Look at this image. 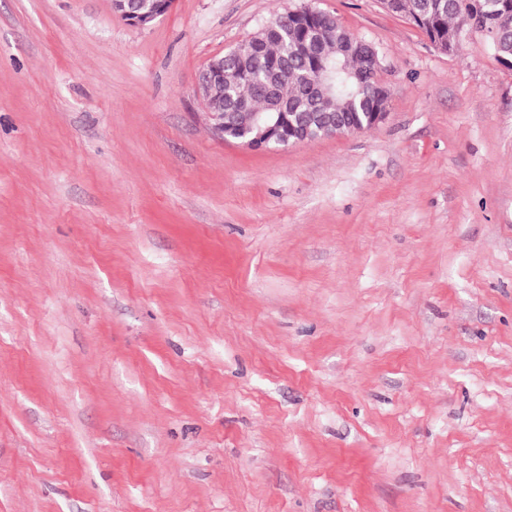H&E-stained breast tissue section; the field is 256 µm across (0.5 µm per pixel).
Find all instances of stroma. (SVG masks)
<instances>
[{
  "instance_id": "stroma-1",
  "label": "stroma",
  "mask_w": 512,
  "mask_h": 512,
  "mask_svg": "<svg viewBox=\"0 0 512 512\" xmlns=\"http://www.w3.org/2000/svg\"><path fill=\"white\" fill-rule=\"evenodd\" d=\"M303 5L386 120L218 138L200 70ZM0 512H512V67L381 0H0ZM135 1L138 0H111L113 12L129 24L137 26H147L171 11L176 3V0H154L156 5L152 11L140 12Z\"/></svg>"
}]
</instances>
